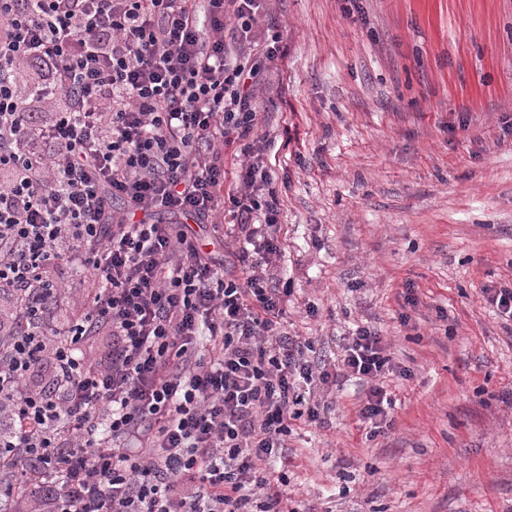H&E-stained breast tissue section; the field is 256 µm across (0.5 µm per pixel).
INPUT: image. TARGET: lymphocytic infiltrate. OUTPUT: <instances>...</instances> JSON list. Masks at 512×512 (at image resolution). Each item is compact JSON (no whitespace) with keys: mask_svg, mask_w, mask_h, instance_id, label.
<instances>
[{"mask_svg":"<svg viewBox=\"0 0 512 512\" xmlns=\"http://www.w3.org/2000/svg\"><path fill=\"white\" fill-rule=\"evenodd\" d=\"M262 2L0 0V464L30 512H286L270 463L292 422L322 420L304 391L367 380L359 415L387 420L375 330L332 363L281 321L254 91L285 50L251 38ZM226 209L235 277L197 231ZM62 263L96 288L61 327Z\"/></svg>","mask_w":512,"mask_h":512,"instance_id":"f902f5d3","label":"lymphocytic infiltrate"}]
</instances>
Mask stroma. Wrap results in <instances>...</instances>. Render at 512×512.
Segmentation results:
<instances>
[{"label": "stroma", "mask_w": 512, "mask_h": 512, "mask_svg": "<svg viewBox=\"0 0 512 512\" xmlns=\"http://www.w3.org/2000/svg\"><path fill=\"white\" fill-rule=\"evenodd\" d=\"M286 55L256 90L283 205L274 278L283 323L340 357L356 327L396 371L389 426L364 389L317 391L325 425L295 422L282 488L292 512H512V0H267ZM53 322L92 280L68 266ZM384 403L390 405L386 390H384L383 381L381 384L374 383L370 385L365 398L359 404V416L364 422L368 421L376 424L375 429H380L381 427L377 424L380 425L384 422L386 424L387 421V411Z\"/></svg>", "instance_id": "stroma-1"}]
</instances>
